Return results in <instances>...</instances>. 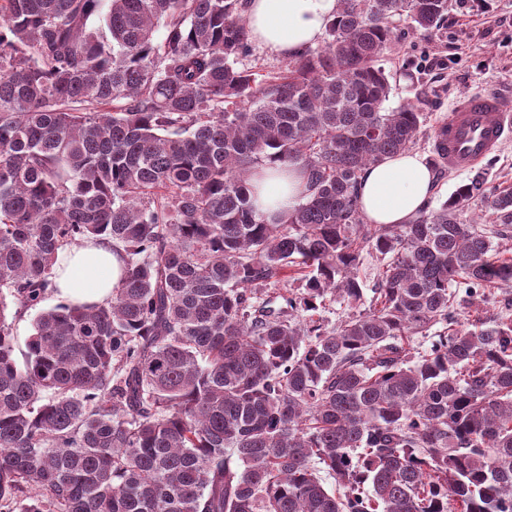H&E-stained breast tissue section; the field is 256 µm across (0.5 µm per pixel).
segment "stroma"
<instances>
[{"instance_id":"obj_1","label":"stroma","mask_w":512,"mask_h":512,"mask_svg":"<svg viewBox=\"0 0 512 512\" xmlns=\"http://www.w3.org/2000/svg\"><path fill=\"white\" fill-rule=\"evenodd\" d=\"M382 65L389 107L422 112L414 149L430 155L434 129L459 96L493 87L512 106V0H448L440 29L393 42Z\"/></svg>"}]
</instances>
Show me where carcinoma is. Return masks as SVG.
Returning a JSON list of instances; mask_svg holds the SVG:
<instances>
[{
    "instance_id": "obj_1",
    "label": "carcinoma",
    "mask_w": 512,
    "mask_h": 512,
    "mask_svg": "<svg viewBox=\"0 0 512 512\" xmlns=\"http://www.w3.org/2000/svg\"><path fill=\"white\" fill-rule=\"evenodd\" d=\"M244 9L0 0V505L512 512V318L455 320L512 284L460 211L486 203L503 239L512 189L478 171L408 224L359 205L421 127L385 107L381 58L448 0H337L323 44L261 77ZM276 162L306 189L269 223L251 177ZM91 239L124 255L110 301L44 306L59 250ZM332 302L351 313L329 325ZM12 305L36 312L21 363Z\"/></svg>"
}]
</instances>
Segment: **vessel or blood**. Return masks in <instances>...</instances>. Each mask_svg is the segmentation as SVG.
Wrapping results in <instances>:
<instances>
[{"label": "vessel or blood", "instance_id": "b4317fda", "mask_svg": "<svg viewBox=\"0 0 512 512\" xmlns=\"http://www.w3.org/2000/svg\"><path fill=\"white\" fill-rule=\"evenodd\" d=\"M511 136L512 108L496 89L464 94L440 130L448 150L445 165L451 170H473Z\"/></svg>", "mask_w": 512, "mask_h": 512}]
</instances>
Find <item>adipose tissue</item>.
Returning <instances> with one entry per match:
<instances>
[{
  "label": "adipose tissue",
  "instance_id": "obj_1",
  "mask_svg": "<svg viewBox=\"0 0 512 512\" xmlns=\"http://www.w3.org/2000/svg\"><path fill=\"white\" fill-rule=\"evenodd\" d=\"M337 0H248L245 13L254 41L280 57L316 46ZM252 199L263 218L292 208L304 189L296 166L263 168ZM434 174L424 156L406 152L367 167L359 186L360 210L369 224H406L430 198ZM58 297L66 302L102 304L112 297L121 268L110 244L89 243L60 250L54 267Z\"/></svg>",
  "mask_w": 512,
  "mask_h": 512
}]
</instances>
